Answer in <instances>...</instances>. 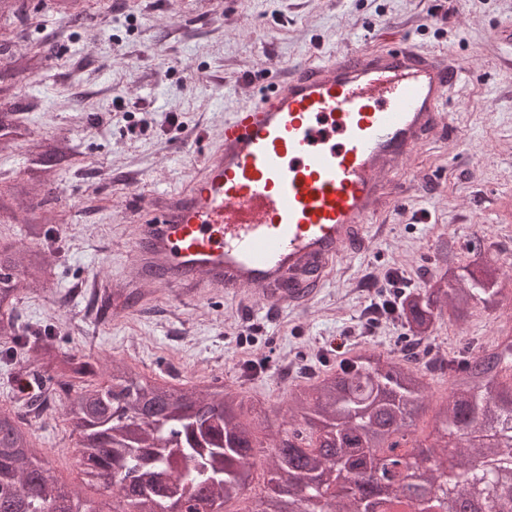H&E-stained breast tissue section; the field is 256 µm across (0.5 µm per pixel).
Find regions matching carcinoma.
Here are the masks:
<instances>
[{
  "label": "carcinoma",
  "instance_id": "obj_1",
  "mask_svg": "<svg viewBox=\"0 0 512 512\" xmlns=\"http://www.w3.org/2000/svg\"><path fill=\"white\" fill-rule=\"evenodd\" d=\"M25 0H0V18L21 17ZM7 58L0 67V150L25 138L15 114L17 84L39 64L28 52L0 44ZM74 156L64 138L33 140L23 177L0 193V216L24 225L39 241L55 221L49 195ZM453 246L441 238L435 248L437 275L424 285L389 294L381 307L407 336L389 354L352 352L336 371L319 374L288 398V425L272 444L257 448V434L268 427L265 409L243 413L238 395L218 386L160 388L127 366L93 352L56 354L48 336L33 334L19 317L22 294L49 292L44 248L0 239V382L25 378L39 390L0 404V512H50L62 484L45 469L33 449L29 418L61 402L62 414L77 435L80 466L101 482L103 474L133 476L117 491L128 512H162L171 499L208 500L215 512L239 499L250 478L256 450L267 467L268 492L261 512H373V474H379L390 512H431L430 500L404 494L410 471L422 484L441 491V512H455L460 501L496 512L512 486V336L493 347L472 337L448 355L421 349L444 322L445 309L465 324L478 310L497 308L507 276L497 255L476 254L465 264L453 259ZM112 306V291H96L89 313L99 320ZM448 376L449 391L434 421L433 443L415 454L409 436L425 407L426 377Z\"/></svg>",
  "mask_w": 512,
  "mask_h": 512
}]
</instances>
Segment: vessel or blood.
Segmentation results:
<instances>
[{"instance_id": "obj_1", "label": "vessel or blood", "mask_w": 512, "mask_h": 512, "mask_svg": "<svg viewBox=\"0 0 512 512\" xmlns=\"http://www.w3.org/2000/svg\"><path fill=\"white\" fill-rule=\"evenodd\" d=\"M460 72L405 42L291 68L224 121L188 185L136 217L137 279L297 303L342 251L365 249L405 161L445 129Z\"/></svg>"}]
</instances>
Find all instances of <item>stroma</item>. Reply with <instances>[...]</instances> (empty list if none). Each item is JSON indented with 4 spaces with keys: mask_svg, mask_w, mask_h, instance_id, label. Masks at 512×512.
<instances>
[{
    "mask_svg": "<svg viewBox=\"0 0 512 512\" xmlns=\"http://www.w3.org/2000/svg\"><path fill=\"white\" fill-rule=\"evenodd\" d=\"M0 32L23 29L41 76L19 96L18 122L36 138L65 137L74 164L53 194L59 219L48 240L51 286L62 308L35 299L20 311L30 326L52 325L57 349L84 342L86 289L101 272L112 285L131 278L134 211L187 183L224 132V120L270 90L281 66L337 49H386L409 40L463 69L445 109L471 149L449 132L432 134L408 159L409 173L377 218L383 237L370 250L336 258L312 299L298 307L243 302L209 288L192 301L164 286L156 312L112 318L95 328L97 349L134 373L174 384L218 380L246 407H280L290 364L315 368L323 351L359 345L383 352L403 335L382 322L358 334L390 272L399 287L420 285L439 238L467 261L495 242L512 258V0H81L84 21L56 13L53 0ZM506 303L471 318L445 320L433 337L442 352L468 337L512 335V280ZM55 477L98 500L93 478L72 463L66 426L32 435Z\"/></svg>",
    "mask_w": 512,
    "mask_h": 512,
    "instance_id": "obj_1",
    "label": "stroma"
}]
</instances>
